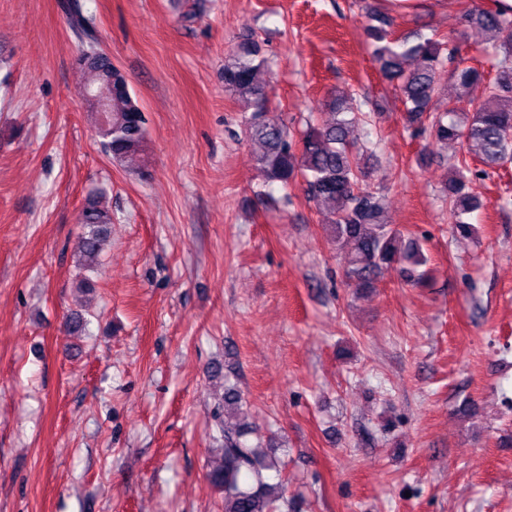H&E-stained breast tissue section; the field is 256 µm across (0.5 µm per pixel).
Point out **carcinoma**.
I'll use <instances>...</instances> for the list:
<instances>
[{"label":"carcinoma","instance_id":"cac0c4a2","mask_svg":"<svg viewBox=\"0 0 512 512\" xmlns=\"http://www.w3.org/2000/svg\"><path fill=\"white\" fill-rule=\"evenodd\" d=\"M63 7L78 39L76 65L80 89L91 90L112 83L108 111L101 116L96 134L106 153L118 163L134 166L144 151L145 113L130 92L126 76L109 57L97 50L96 24L82 0H66ZM465 21L489 35L494 62L491 71L457 60L453 38L396 36L392 18L377 8L367 9L362 34L382 76L399 92L405 121L419 137L424 134L442 143L459 142L479 163L473 168L459 159L449 169L443 191L458 232H473L467 216L482 202L469 192L473 179H486L512 160V6L494 0V6L473 4L464 11ZM268 65L262 44L251 34L243 36L224 60V90L243 112L246 133L258 147L256 161L268 184L283 187L300 178L310 200L327 206L325 223L331 242L345 254L348 286L369 289L381 271L400 266L405 281L424 284L429 257L415 238L389 224L384 197L367 185L373 154L351 138L365 123L360 111L349 106L352 90L334 88L321 103V118L298 135L288 124L267 118L268 92L259 75ZM448 68V80L465 92L474 85L486 87V98L469 108L456 105L437 111L438 75ZM83 232L75 252L83 271L78 287L95 288L100 254L110 236L112 212L103 196L90 197L81 211ZM243 407L236 384L224 382V419L218 426L224 437L221 464L208 472L209 483L224 493V512H282L288 507L283 485L267 482L265 470L280 463L267 458L261 443L249 441L257 428L244 420H232L229 411Z\"/></svg>","mask_w":512,"mask_h":512}]
</instances>
